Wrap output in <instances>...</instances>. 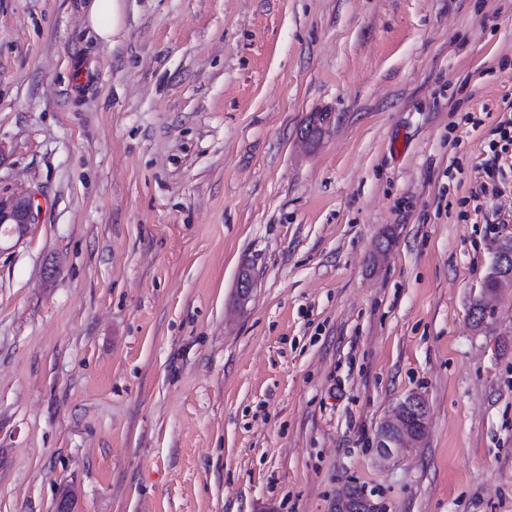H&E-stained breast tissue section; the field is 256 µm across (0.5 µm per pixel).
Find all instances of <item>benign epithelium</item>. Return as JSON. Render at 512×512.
<instances>
[{
  "label": "benign epithelium",
  "mask_w": 512,
  "mask_h": 512,
  "mask_svg": "<svg viewBox=\"0 0 512 512\" xmlns=\"http://www.w3.org/2000/svg\"><path fill=\"white\" fill-rule=\"evenodd\" d=\"M27 207L19 211L7 203L0 205V235L5 238L25 237L34 224L33 203L25 199ZM498 288H483L476 308L471 312L472 319H486L492 310V302ZM427 423V407L417 393L408 394L399 401L391 413L382 421L375 444L376 453L386 459L399 455L407 448L415 446L422 437Z\"/></svg>",
  "instance_id": "7a95c632"
}]
</instances>
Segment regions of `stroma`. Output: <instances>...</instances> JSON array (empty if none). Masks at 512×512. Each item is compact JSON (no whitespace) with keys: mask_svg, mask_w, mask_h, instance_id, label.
<instances>
[{"mask_svg":"<svg viewBox=\"0 0 512 512\" xmlns=\"http://www.w3.org/2000/svg\"><path fill=\"white\" fill-rule=\"evenodd\" d=\"M89 6L0 0V512H512V0ZM88 22L104 43L112 44V38L117 36L122 27L123 0H91ZM17 200H22L27 203V207L24 211H19L14 207L12 208V204ZM32 224H34V211L33 203L30 199L20 197L11 203H6L5 206H1L0 202L1 236L10 239H18V237L22 239L28 234ZM507 264L505 260L502 258L499 260L496 268L498 269V273L495 270L493 274V278H489V272L486 276L488 279V283L490 287H494L496 282L498 283V288H487V285H484L483 291L479 299L477 300L476 308L471 312V318L482 319L485 320L492 310V302L500 290V288L505 287L506 285L512 284V269H507ZM496 279V281L494 280ZM486 279V280H487ZM427 423V407L417 393L399 401L382 421L375 444L376 453L386 459L413 448L422 437Z\"/></svg>","mask_w":512,"mask_h":512,"instance_id":"obj_1","label":"stroma"}]
</instances>
